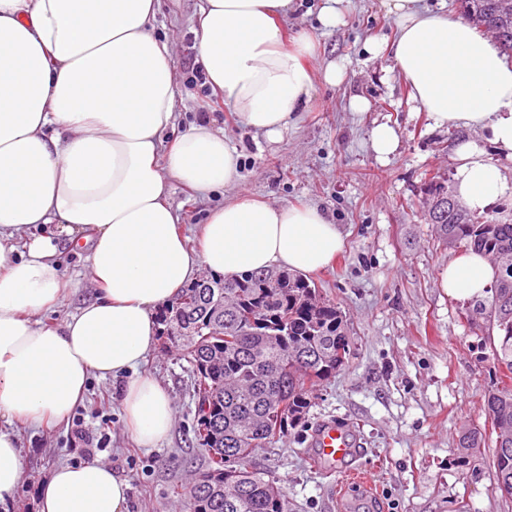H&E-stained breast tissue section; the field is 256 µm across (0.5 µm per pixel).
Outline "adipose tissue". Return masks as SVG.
Instances as JSON below:
<instances>
[{
	"mask_svg": "<svg viewBox=\"0 0 512 512\" xmlns=\"http://www.w3.org/2000/svg\"><path fill=\"white\" fill-rule=\"evenodd\" d=\"M389 52L411 97L440 126L487 131L512 159V59L421 0H387ZM295 0H200L194 36L214 95L240 123L278 138L297 123L316 83L314 35H286ZM161 0H0V416L40 425L83 400L91 378L127 374V428L156 447L173 421L164 388L140 367L157 343L154 310L200 270L231 279L276 266L309 275L344 248L341 229L313 205L248 196L209 210L188 246L173 185L206 196L239 178L241 155L208 119L177 131L173 49L155 32ZM455 191L470 210L512 198V180L476 142L455 148ZM35 225L51 226L33 236ZM87 248L94 297L60 324L42 312L72 289L55 257ZM496 277L469 252L440 273L448 294L481 298ZM18 436L0 428V512L23 476ZM129 484L99 461L62 464L40 491V512H125Z\"/></svg>",
	"mask_w": 512,
	"mask_h": 512,
	"instance_id": "ef3b65f1",
	"label": "adipose tissue"
}]
</instances>
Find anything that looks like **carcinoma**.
Instances as JSON below:
<instances>
[{
    "mask_svg": "<svg viewBox=\"0 0 512 512\" xmlns=\"http://www.w3.org/2000/svg\"><path fill=\"white\" fill-rule=\"evenodd\" d=\"M476 26L512 53V13L498 0H460ZM426 223L446 247L485 254L496 266L481 310L498 329L497 365L506 370L485 408L497 432L496 488L512 496V218L494 221L462 209L448 185L427 182ZM161 334L190 364L197 419L194 438L208 467L180 492L187 512H288L279 481L253 458L285 435L309 407L308 392L336 376L349 352L344 319L316 285L285 269L234 279L204 275L158 312ZM483 433L465 430L459 447L480 452Z\"/></svg>",
    "mask_w": 512,
    "mask_h": 512,
    "instance_id": "carcinoma-1",
    "label": "carcinoma"
}]
</instances>
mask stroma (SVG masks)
<instances>
[{
  "mask_svg": "<svg viewBox=\"0 0 512 512\" xmlns=\"http://www.w3.org/2000/svg\"><path fill=\"white\" fill-rule=\"evenodd\" d=\"M299 2L289 33L317 37L314 67L336 63L346 77L338 86L317 83L301 120L276 140L244 127L212 98L196 66L197 0H162L157 23L174 49L180 127L209 114L213 128L242 155L232 188L201 198L174 186L171 201L186 234L197 236L214 205L247 195L318 205L345 235L343 251L312 279L346 319L348 361L331 383L309 393L304 419L260 450L253 464L285 486L291 512H512V498L495 488V432L486 431L480 454L458 446L465 428L487 422L485 396L501 377L492 353L498 331L489 317L476 314L477 300L440 288L441 271L459 251L435 241L422 213L427 174L454 178L457 141H476L505 175H512V161L489 148L481 132L435 126L388 56L366 53L367 41L393 37L384 0H348L342 24L329 29L318 22L322 0ZM355 97L367 99L369 110L352 111ZM380 123L393 126L400 140L384 162L369 138ZM59 265L77 287L43 314L47 324L74 312L92 293L84 251H63ZM141 371L171 396L174 422L167 439L154 448L136 444L120 406V380L91 379L66 420L40 427L15 423L24 475L11 512H39L40 489L53 469L83 462L86 448L129 483L126 512H182L174 487L206 465L193 438L189 365L177 351L159 347ZM324 421L352 431L355 465L370 476L373 489L347 484L342 470L315 460L310 441Z\"/></svg>",
  "mask_w": 512,
  "mask_h": 512,
  "instance_id": "35a3bbf8",
  "label": "stroma"
}]
</instances>
